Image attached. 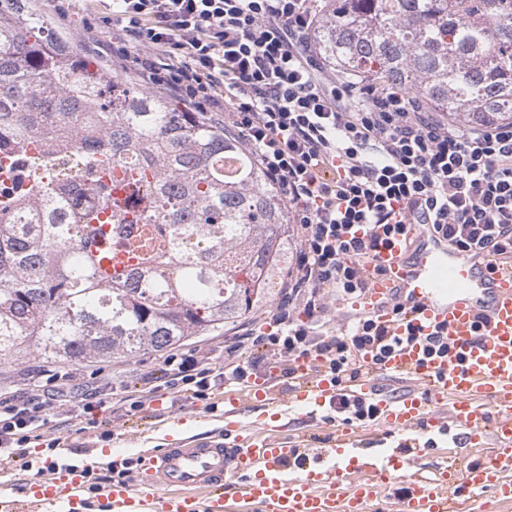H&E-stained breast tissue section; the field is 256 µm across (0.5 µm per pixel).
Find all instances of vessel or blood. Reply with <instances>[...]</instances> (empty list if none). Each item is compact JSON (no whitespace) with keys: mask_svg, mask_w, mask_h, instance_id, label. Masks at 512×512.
<instances>
[{"mask_svg":"<svg viewBox=\"0 0 512 512\" xmlns=\"http://www.w3.org/2000/svg\"><path fill=\"white\" fill-rule=\"evenodd\" d=\"M366 269L370 283L354 309L388 325V301L398 298L413 326L448 343L443 358H427L416 342L385 358L384 373L419 381L400 396L363 381L354 386L353 395L371 401L387 431L400 436L392 452L370 456L348 426L314 449L289 447L261 428L243 433L240 416L251 407L277 423L285 406L310 412L335 402L334 377L301 354L291 362L288 398L271 392L278 368L250 376L243 390L224 396L223 435L150 452L138 480L94 493L83 467L45 461L21 496L0 490V512H376L385 494L398 512H465L482 492L512 500V257L458 251L417 224L380 247ZM450 425L455 452L436 449L442 463L433 475L415 473V432ZM478 443L482 456L459 464Z\"/></svg>","mask_w":512,"mask_h":512,"instance_id":"1","label":"vessel or blood"}]
</instances>
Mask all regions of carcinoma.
<instances>
[{"instance_id": "1", "label": "carcinoma", "mask_w": 512, "mask_h": 512, "mask_svg": "<svg viewBox=\"0 0 512 512\" xmlns=\"http://www.w3.org/2000/svg\"><path fill=\"white\" fill-rule=\"evenodd\" d=\"M312 42L345 76L463 126L512 123V0H326ZM28 0H0V368L100 363L219 333L266 307L296 243L288 209L224 127L90 69ZM155 224L120 272L104 224Z\"/></svg>"}]
</instances>
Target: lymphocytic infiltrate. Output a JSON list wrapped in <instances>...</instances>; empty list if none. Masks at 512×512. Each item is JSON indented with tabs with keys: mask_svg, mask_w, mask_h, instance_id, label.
I'll return each instance as SVG.
<instances>
[{
	"mask_svg": "<svg viewBox=\"0 0 512 512\" xmlns=\"http://www.w3.org/2000/svg\"><path fill=\"white\" fill-rule=\"evenodd\" d=\"M317 18L313 0H111L108 13L82 19L87 33L119 25L113 60L235 134L297 226L296 264L267 331L252 338L261 356L223 365L169 354L140 394L122 397L125 412L161 388L205 403L224 383L309 353L343 387L333 413L371 417L372 403L347 386L418 334L368 314L340 319L341 303L368 286L366 259L425 215L457 249L512 254V125L454 126L407 92L330 76L309 40ZM45 394L36 383L0 395V464L38 441L59 447Z\"/></svg>",
	"mask_w": 512,
	"mask_h": 512,
	"instance_id": "obj_1",
	"label": "lymphocytic infiltrate"
}]
</instances>
